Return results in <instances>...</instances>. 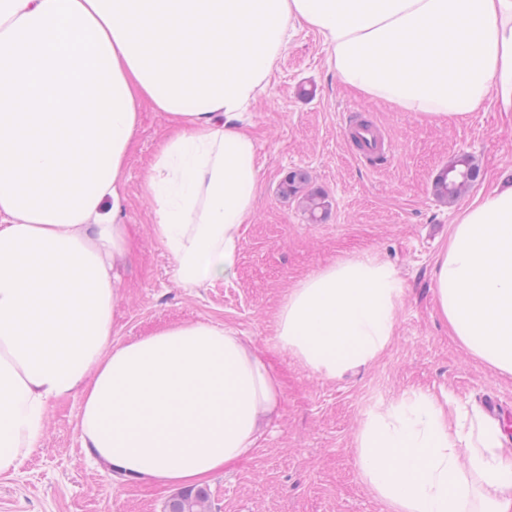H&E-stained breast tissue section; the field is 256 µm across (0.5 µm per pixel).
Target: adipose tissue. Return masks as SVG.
<instances>
[{
    "label": "adipose tissue",
    "instance_id": "ef3b65f1",
    "mask_svg": "<svg viewBox=\"0 0 512 512\" xmlns=\"http://www.w3.org/2000/svg\"><path fill=\"white\" fill-rule=\"evenodd\" d=\"M302 23L369 98L439 122L490 98L512 113V0H0V474L76 395L82 448L125 479L191 486L257 447L281 383L233 328L116 337L124 173L151 104L167 129L143 189L174 278L233 276L259 179L240 116ZM434 281L451 335L512 376V183L456 216ZM400 293L385 263L336 260L290 290L278 345L336 378L389 346ZM480 416L421 393L368 419L358 465L387 512H512V450Z\"/></svg>",
    "mask_w": 512,
    "mask_h": 512
}]
</instances>
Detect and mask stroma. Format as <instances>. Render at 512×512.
I'll return each mask as SVG.
<instances>
[{
    "label": "stroma",
    "mask_w": 512,
    "mask_h": 512,
    "mask_svg": "<svg viewBox=\"0 0 512 512\" xmlns=\"http://www.w3.org/2000/svg\"><path fill=\"white\" fill-rule=\"evenodd\" d=\"M320 34L298 26L276 61L266 92L244 114L256 141L259 188L242 227L236 274L209 288H185L152 231L154 203L142 188L161 140L163 113L144 106L125 171L128 224L135 249L119 266L118 338L194 321L222 322L248 337L277 371L279 415L257 448L206 482L212 512H383L364 481L356 437L372 413L424 392H448L484 407L495 395L512 433V376L473 356L448 331L434 299V266L456 213L493 182L512 177V114L494 99L462 118L432 122L346 88ZM359 112L385 131L388 160L356 162L341 118ZM475 157L480 179L457 199L433 192L458 155ZM307 170L326 194L325 219L311 223L282 180ZM348 256L388 264L402 288L395 335L374 362L328 379L277 348L271 322L283 297L314 269ZM79 398L47 411L41 445L17 472L0 475V512H162L172 488L114 478L80 442Z\"/></svg>",
    "instance_id": "1"
}]
</instances>
